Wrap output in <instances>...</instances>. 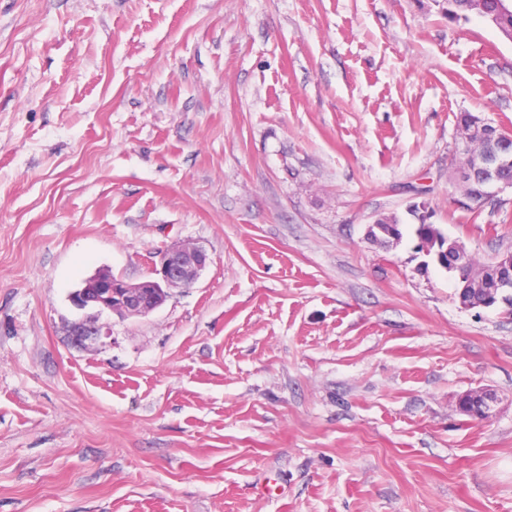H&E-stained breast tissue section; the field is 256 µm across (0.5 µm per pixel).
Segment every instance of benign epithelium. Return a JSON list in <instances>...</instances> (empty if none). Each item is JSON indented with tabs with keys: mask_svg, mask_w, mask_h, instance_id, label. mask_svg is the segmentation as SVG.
I'll return each instance as SVG.
<instances>
[{
	"mask_svg": "<svg viewBox=\"0 0 512 512\" xmlns=\"http://www.w3.org/2000/svg\"><path fill=\"white\" fill-rule=\"evenodd\" d=\"M512 165V142L505 140L500 148L490 153L471 152L458 159V182L466 185L472 171L481 170L486 177L484 199L491 200L498 194L512 189V182L498 177V171ZM207 254L192 244H175L159 253V267L155 277L131 283L103 269L86 280L82 287L71 294L73 305L91 309L95 317L75 321L69 329L70 345L90 349L112 335L109 326L99 322V315L110 312L122 318L139 317L161 307L170 291L189 288L206 267Z\"/></svg>",
	"mask_w": 512,
	"mask_h": 512,
	"instance_id": "1",
	"label": "benign epithelium"
}]
</instances>
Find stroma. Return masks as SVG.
I'll return each mask as SVG.
<instances>
[{
    "label": "stroma",
    "instance_id": "1",
    "mask_svg": "<svg viewBox=\"0 0 512 512\" xmlns=\"http://www.w3.org/2000/svg\"><path fill=\"white\" fill-rule=\"evenodd\" d=\"M447 7L0 0V512H512V305L460 308L411 214L512 251V190L448 170L459 113L512 133V41ZM188 242L68 345L83 279ZM158 256L159 268L153 270L155 278L131 283L103 269L71 294L75 307L97 313V317L71 324L68 334L71 346L90 349L103 344L102 339L109 338L112 331L107 324L99 323V315L104 312L122 318L147 315L165 303L172 289L191 287L207 264L205 251L192 244L169 246Z\"/></svg>",
    "mask_w": 512,
    "mask_h": 512
}]
</instances>
